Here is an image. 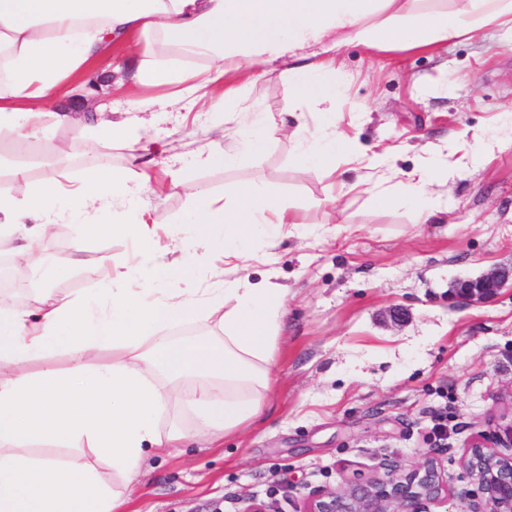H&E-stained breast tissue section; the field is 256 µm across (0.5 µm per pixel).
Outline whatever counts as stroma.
I'll return each mask as SVG.
<instances>
[{"mask_svg":"<svg viewBox=\"0 0 512 512\" xmlns=\"http://www.w3.org/2000/svg\"><path fill=\"white\" fill-rule=\"evenodd\" d=\"M342 55L349 78L331 107L354 153L331 173L298 165L293 143L279 131L296 105L287 63L228 77L239 97L265 114L270 138L263 152L232 170H190L174 191L167 188L177 166L172 155L210 147L208 115L157 106L124 111L123 101L140 92L128 82L113 84L104 97L114 121L151 124L153 190L143 201L161 232L189 240L192 228L182 217L200 190L220 195L251 180L266 182L303 220L276 249L253 245V279L272 271L288 289L271 409L252 429L214 446L152 449L129 512H243L250 498L271 512H298L314 492L384 477L390 463L411 471L432 451L448 498L430 512H469L462 495L475 486L469 445L512 425V281L482 302L450 295L457 280L512 267V146L495 148L467 178L450 182L447 212L426 224L410 210L374 202L363 182L366 157L386 148L402 172L420 165L427 144L445 139L455 144L448 164L467 161L478 138L512 107V27L426 50L369 53L350 43ZM70 140L80 154L64 169L75 176L95 169L97 134L75 137L48 116L20 157L29 185L55 164V146ZM341 182L351 186L342 198ZM43 249L58 293L94 287L103 303L109 273L127 271L141 253L126 227L77 240L66 222ZM78 256L92 259L101 278L74 265ZM396 308L404 309V321H393Z\"/></svg>","mask_w":512,"mask_h":512,"instance_id":"obj_1","label":"stroma"}]
</instances>
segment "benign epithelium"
I'll list each match as a JSON object with an SVG mask.
<instances>
[{"instance_id":"obj_1","label":"benign epithelium","mask_w":512,"mask_h":512,"mask_svg":"<svg viewBox=\"0 0 512 512\" xmlns=\"http://www.w3.org/2000/svg\"><path fill=\"white\" fill-rule=\"evenodd\" d=\"M512 278V268H497L475 279L455 282L452 294L465 302L485 300ZM512 449V428L491 432L469 445L467 468L478 484V492H462L472 498L471 512H512V455L494 453L489 447ZM448 498L440 480L434 454L416 469L400 474L387 465L382 478L350 484L340 491L317 492L305 499L299 512H427V504ZM490 510H483V503Z\"/></svg>"}]
</instances>
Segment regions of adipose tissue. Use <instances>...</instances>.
<instances>
[{
	"instance_id": "adipose-tissue-1",
	"label": "adipose tissue",
	"mask_w": 512,
	"mask_h": 512,
	"mask_svg": "<svg viewBox=\"0 0 512 512\" xmlns=\"http://www.w3.org/2000/svg\"><path fill=\"white\" fill-rule=\"evenodd\" d=\"M414 2L0 0V138L24 145L49 111L82 134L84 123L71 108L49 109L50 92L111 45L134 38L141 54L130 81L168 87L167 105L189 102L214 114L210 132L233 144L195 163L233 169L242 153L263 149L269 130L258 112L224 110L235 95L225 85L229 72L288 60L295 93L320 105L344 90L346 42L402 51L512 23V0H454L452 8L429 10ZM189 55L208 59V68L184 69ZM280 130L293 139L297 163L318 170L335 167L350 148L332 112L320 113L315 131L306 113H291ZM147 137L146 128L123 129L129 158L119 172L103 153L81 179L52 168L30 188L25 165L9 168L17 196L0 201V240H11L16 259L30 269L45 267L41 244L65 215L80 238L111 222L133 225L151 256L113 279L104 312L93 288L80 296L43 288L27 305L0 297V512H123L150 449L240 433L270 407L288 320L285 288L269 276L242 274L204 292L198 277L214 254L237 264L249 259L256 240L276 248L300 218L262 182L238 184L222 198L203 190L188 217L193 242L155 247L153 212L141 202L150 190ZM454 176L431 161L398 180L396 192L378 189L374 197L425 222L440 213V189ZM167 280L173 287L163 299L158 286ZM200 313L214 327L210 336L165 335ZM106 347L114 350L108 363L99 359ZM58 349L69 356L67 369L29 372L33 356ZM174 403L191 415L193 430H160ZM47 447L65 454L44 455ZM92 454L110 463L111 479L89 462Z\"/></svg>"
}]
</instances>
